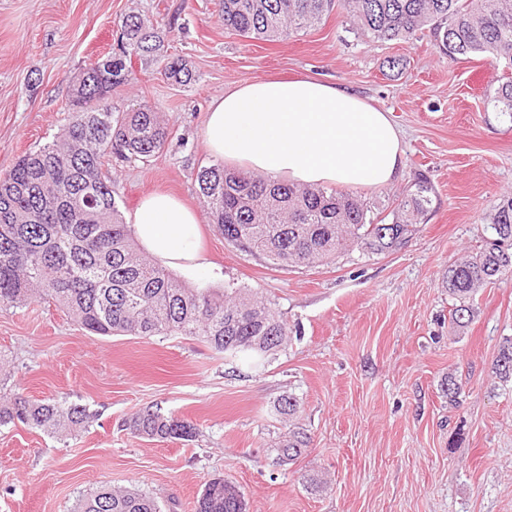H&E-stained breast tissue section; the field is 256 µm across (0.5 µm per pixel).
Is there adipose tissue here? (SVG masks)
<instances>
[{"label":"adipose tissue","instance_id":"ef3b65f1","mask_svg":"<svg viewBox=\"0 0 512 512\" xmlns=\"http://www.w3.org/2000/svg\"><path fill=\"white\" fill-rule=\"evenodd\" d=\"M206 151L226 165L278 181L326 187L390 186L404 149L385 112L314 76L241 84L210 103ZM201 217L163 192L144 195L133 213L139 246L164 264H204Z\"/></svg>","mask_w":512,"mask_h":512}]
</instances>
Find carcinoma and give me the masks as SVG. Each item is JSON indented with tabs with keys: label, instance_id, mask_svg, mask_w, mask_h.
<instances>
[{
	"label": "carcinoma",
	"instance_id": "carcinoma-1",
	"mask_svg": "<svg viewBox=\"0 0 512 512\" xmlns=\"http://www.w3.org/2000/svg\"><path fill=\"white\" fill-rule=\"evenodd\" d=\"M336 7L373 41L410 42L426 34L450 63L473 54L505 63L508 72L487 104L512 120V0H223L224 29L247 39L283 40L315 28ZM165 37L157 22L135 13L124 17L119 52L98 58L72 82L68 124L0 178V307L47 300L95 335L190 336L258 370L287 342V322L251 288L235 282L192 288L144 255L106 168L114 154L147 164L169 140L152 105L120 111L109 102L113 90L131 81L132 55L160 65L174 84L190 83L187 61L166 54ZM196 182L199 203L224 241L278 268L400 248L431 213L434 194L431 182L416 176L388 223L356 196L231 170L222 161L200 167ZM489 228L479 252L448 267V292L458 301L452 322L460 329L473 314L478 289L512 275L511 194L500 199ZM493 373L512 381V338L502 343ZM89 419L80 404L0 395V427L20 422L67 437ZM129 428L152 439L196 435L192 422L157 410L137 414ZM309 444L305 434L293 432L276 452L288 463ZM74 512H162V505L136 489L104 484L82 496ZM195 512H247V503L234 483L213 478Z\"/></svg>",
	"mask_w": 512,
	"mask_h": 512
}]
</instances>
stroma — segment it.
<instances>
[{"mask_svg":"<svg viewBox=\"0 0 512 512\" xmlns=\"http://www.w3.org/2000/svg\"><path fill=\"white\" fill-rule=\"evenodd\" d=\"M222 0H0V175L67 124L72 79L116 49L132 11L168 26L169 55L193 78L168 82L133 61L117 109L157 107L171 135L149 163L110 159L124 218L163 190L197 206L196 173L210 164L201 130L209 103L270 75H315L387 112L405 152L401 179L358 187L383 206L416 175L435 189L426 223L385 254L356 251L314 268L281 269L228 245L202 223L203 269H177L193 287L234 281L287 321V345L255 371L187 336H98L52 303L0 309V391L87 408L63 439L23 424L0 429V512H71L102 484L157 497L164 512H195L212 478L239 486L247 512H512V381L492 372L512 338V278L480 288L464 330L450 322V265L480 251L489 216L512 192V123L488 106L503 65L486 55L448 63L429 38L373 42L344 10L268 42L225 31ZM403 59L390 71L389 58ZM464 387L457 404L441 390ZM300 409L284 418V396ZM160 410L192 421L189 441L134 435L130 419ZM311 438L282 465L289 432ZM324 481L314 490L311 478Z\"/></svg>","mask_w":512,"mask_h":512,"instance_id":"35a3bbf8","label":"stroma"}]
</instances>
